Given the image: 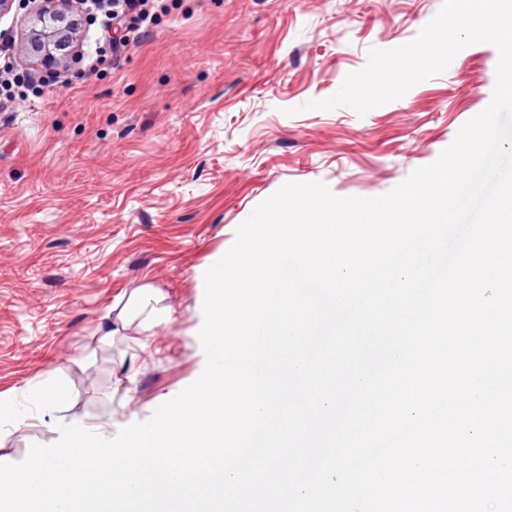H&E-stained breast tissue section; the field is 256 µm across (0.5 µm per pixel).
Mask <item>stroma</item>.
Masks as SVG:
<instances>
[{"label":"stroma","mask_w":512,"mask_h":512,"mask_svg":"<svg viewBox=\"0 0 512 512\" xmlns=\"http://www.w3.org/2000/svg\"><path fill=\"white\" fill-rule=\"evenodd\" d=\"M119 62L82 19L80 59L49 73L24 52L27 7L0 16V66L39 83L0 102V396L21 425L0 457L24 460L63 425L111 437L200 375L202 279L237 228L284 184L372 198L435 162L491 102L497 49L358 115L311 110L370 49L416 37L444 0H176ZM157 288L171 323L113 330L130 294ZM135 381H127L125 369ZM75 400L41 412L37 386Z\"/></svg>","instance_id":"obj_1"}]
</instances>
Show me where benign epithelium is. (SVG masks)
<instances>
[{"label": "benign epithelium", "instance_id": "7a95c632", "mask_svg": "<svg viewBox=\"0 0 512 512\" xmlns=\"http://www.w3.org/2000/svg\"><path fill=\"white\" fill-rule=\"evenodd\" d=\"M72 0H40L33 9V22L25 43L28 56L46 63L65 64L77 55L73 43L76 23L68 4Z\"/></svg>", "mask_w": 512, "mask_h": 512}]
</instances>
